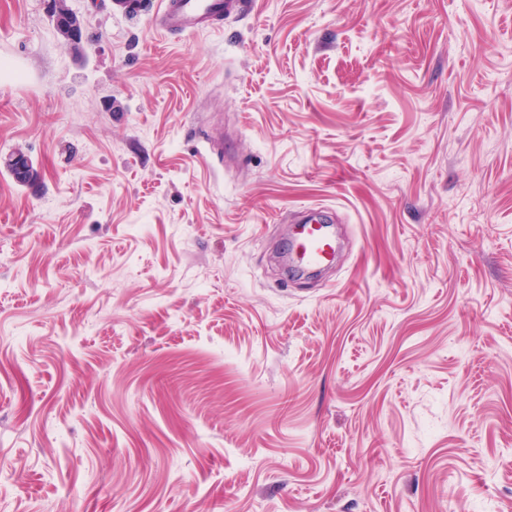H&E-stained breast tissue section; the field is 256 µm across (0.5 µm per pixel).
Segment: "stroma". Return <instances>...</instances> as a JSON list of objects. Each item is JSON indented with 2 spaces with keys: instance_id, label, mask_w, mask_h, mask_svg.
<instances>
[{
  "instance_id": "stroma-1",
  "label": "stroma",
  "mask_w": 512,
  "mask_h": 512,
  "mask_svg": "<svg viewBox=\"0 0 512 512\" xmlns=\"http://www.w3.org/2000/svg\"><path fill=\"white\" fill-rule=\"evenodd\" d=\"M48 2L0 0V512H512V0ZM64 3L65 2L63 0L49 1L50 12H52L54 9L58 8L56 10V12L52 15L55 27H59L63 24H69V23L72 24L70 28L74 35L71 38L70 43H68V44L76 45V44L80 43V34L84 30V19L83 18L80 19V22H81L80 24L77 22L72 23L73 18L70 15V13L66 10ZM60 6H61V8L59 9ZM79 29H80V31H78ZM252 2L241 0H162L154 26L166 33H190L221 28L224 15L243 11ZM323 222L305 220L294 235L296 263L299 267H323L332 262L336 243Z\"/></svg>"
}]
</instances>
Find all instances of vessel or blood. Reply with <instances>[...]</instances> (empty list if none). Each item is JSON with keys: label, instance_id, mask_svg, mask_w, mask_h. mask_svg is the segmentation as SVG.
<instances>
[{"label": "vessel or blood", "instance_id": "obj_1", "mask_svg": "<svg viewBox=\"0 0 512 512\" xmlns=\"http://www.w3.org/2000/svg\"><path fill=\"white\" fill-rule=\"evenodd\" d=\"M244 0H162L154 25L167 33H190L220 28L224 17L243 11ZM298 266L323 267L332 262L336 243L324 223L304 222L294 236Z\"/></svg>", "mask_w": 512, "mask_h": 512}]
</instances>
